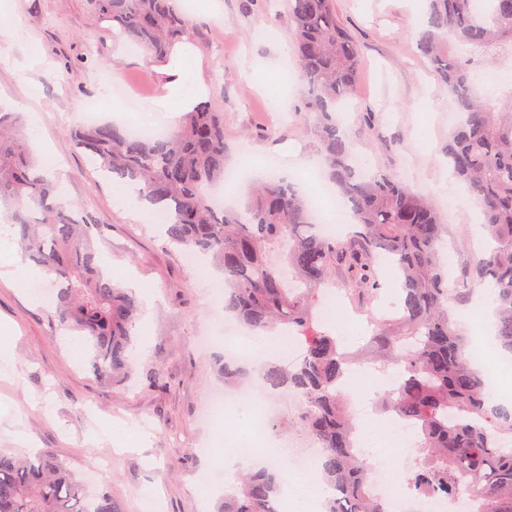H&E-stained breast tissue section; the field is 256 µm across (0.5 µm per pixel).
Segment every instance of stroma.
<instances>
[{
    "label": "stroma",
    "mask_w": 512,
    "mask_h": 512,
    "mask_svg": "<svg viewBox=\"0 0 512 512\" xmlns=\"http://www.w3.org/2000/svg\"><path fill=\"white\" fill-rule=\"evenodd\" d=\"M241 0H195L199 35L192 44L206 82V98L224 114V143L231 166L256 171L268 150L298 151L317 160L312 125L292 112L307 86L294 56H282L291 37L287 0H258L253 12ZM336 13L361 49L362 79L352 105L340 113L342 129L370 166L389 169L411 186L430 192L448 173L451 98L417 54L428 0H335ZM14 27L28 38L39 66L17 71L0 64V107L21 113L34 154L53 164L62 201L99 225L106 271L139 293L146 312L138 325V376L104 383L89 370V351L76 347L75 332L54 322L50 287L42 295L0 279V343L9 344L15 376L0 375V448H45L72 469L108 455L112 468L101 482L124 512H218L224 496L199 489L220 468L224 436L241 419L258 420L242 407L225 408L208 425L201 416L222 381L224 312L209 294L218 276L188 266L168 246L157 225L144 223L112 198V178L77 149L71 131L87 110L128 126L160 97L161 76L122 38L107 35L86 0H0ZM122 82L125 96H101V86ZM286 91L275 104L266 86ZM378 112L384 147L366 149L362 110ZM39 123H31L32 113ZM158 366L164 383L150 386L142 369Z\"/></svg>",
    "instance_id": "obj_1"
}]
</instances>
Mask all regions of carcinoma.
Listing matches in <instances>:
<instances>
[{"mask_svg":"<svg viewBox=\"0 0 512 512\" xmlns=\"http://www.w3.org/2000/svg\"><path fill=\"white\" fill-rule=\"evenodd\" d=\"M110 30L143 48L155 65L197 33L173 0H88ZM291 43L308 87L298 122L314 126L320 163L356 224L342 239L317 232L311 201L287 180H256L242 207L214 208L228 162L224 113L198 103L163 137L135 138L108 121L85 124L74 143L98 167L133 187L138 201L167 215L161 225L176 249L223 273L224 316L254 336L294 333L305 356L258 366L273 391L293 392L292 424L325 448L319 479L335 490L326 512H387L366 487L368 466L351 446L357 429L337 386L351 364L317 316L320 287L361 306L378 299V260L390 261L402 290L386 317L369 315L371 356L395 368L399 386L379 408L410 421L419 463L408 470V495L448 500L467 488L477 512H512V409L487 389L473 367L454 310L488 288L496 308L495 338L512 353V94L492 103L475 70L512 60V0H430L419 55L448 88L456 120L448 133V167L479 207L482 243L470 224H447L437 202L387 170L355 159L336 120L361 77V50L336 14L334 0H288ZM380 119L364 113L362 133L379 141ZM0 205L10 207L12 235L25 259L49 270L53 314L82 333L90 369L102 382L136 371L138 299L112 282L95 245L98 225L67 208L34 159L17 115L0 111ZM344 271L336 280V270ZM282 483L275 468L241 475L220 512H273ZM0 512H123L45 450L0 448Z\"/></svg>","mask_w":512,"mask_h":512,"instance_id":"cac0c4a2","label":"carcinoma"}]
</instances>
